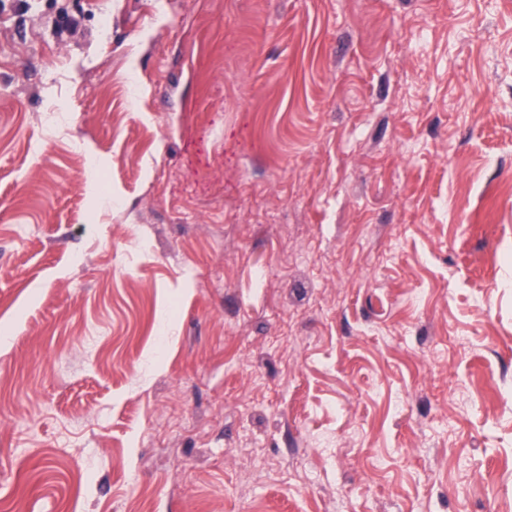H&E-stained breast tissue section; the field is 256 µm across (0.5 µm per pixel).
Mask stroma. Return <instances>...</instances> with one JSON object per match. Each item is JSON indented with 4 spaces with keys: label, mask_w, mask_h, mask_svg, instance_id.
Segmentation results:
<instances>
[{
    "label": "stroma",
    "mask_w": 512,
    "mask_h": 512,
    "mask_svg": "<svg viewBox=\"0 0 512 512\" xmlns=\"http://www.w3.org/2000/svg\"><path fill=\"white\" fill-rule=\"evenodd\" d=\"M0 331V512H512V0H0Z\"/></svg>",
    "instance_id": "1"
}]
</instances>
